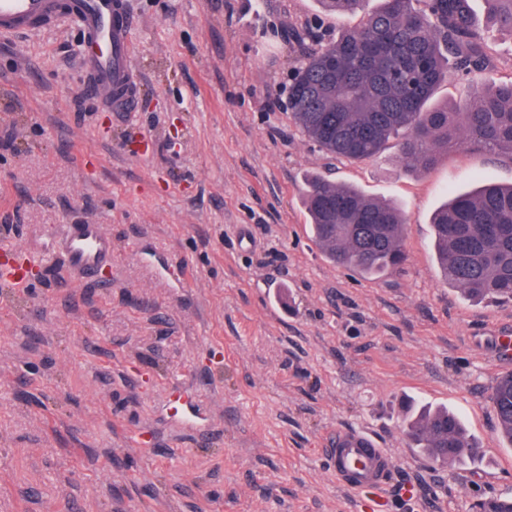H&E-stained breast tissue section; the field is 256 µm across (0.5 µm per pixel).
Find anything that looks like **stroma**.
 I'll use <instances>...</instances> for the list:
<instances>
[{
  "label": "stroma",
  "instance_id": "obj_1",
  "mask_svg": "<svg viewBox=\"0 0 512 512\" xmlns=\"http://www.w3.org/2000/svg\"><path fill=\"white\" fill-rule=\"evenodd\" d=\"M134 112L85 98L81 34L0 40V245L92 220L115 242L112 281L63 266L0 288V512H365L325 457L336 430H369L395 458L384 512H470L512 496V447L489 392L512 371V304L446 284L430 216L453 191L512 180L472 147L427 169L397 144L328 160L295 128L289 32L317 0H128ZM492 69L512 78V33ZM393 203L402 271L376 280L313 242L309 174ZM445 405L482 456L442 469L409 447L403 404Z\"/></svg>",
  "mask_w": 512,
  "mask_h": 512
}]
</instances>
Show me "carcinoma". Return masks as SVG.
<instances>
[{
  "mask_svg": "<svg viewBox=\"0 0 512 512\" xmlns=\"http://www.w3.org/2000/svg\"><path fill=\"white\" fill-rule=\"evenodd\" d=\"M325 16L356 12L365 0H319ZM487 18L512 32V0H485ZM336 59L324 90L326 58ZM493 65L471 0H383L362 24L316 46L294 68L292 119L300 133L330 158L359 162L397 142L408 162L428 168L466 143L512 160V80L473 87L453 111L428 106L451 74L468 76ZM421 69L410 91L395 69ZM315 243L328 259L367 279L398 271L406 261L400 209L322 174L303 192ZM435 258L445 281L477 303L512 301V183H488L453 197L431 219ZM500 438L512 447V372L491 388ZM403 431L412 447L440 466L479 456L462 420L446 407L406 412ZM471 512H512V498L490 497Z\"/></svg>",
  "mask_w": 512,
  "mask_h": 512,
  "instance_id": "1",
  "label": "carcinoma"
}]
</instances>
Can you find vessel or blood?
Segmentation results:
<instances>
[{"instance_id":"b4317fda","label":"vessel or blood","mask_w":512,"mask_h":512,"mask_svg":"<svg viewBox=\"0 0 512 512\" xmlns=\"http://www.w3.org/2000/svg\"><path fill=\"white\" fill-rule=\"evenodd\" d=\"M76 24L82 34V56L88 93L111 111H132L137 83L131 62L134 21L126 0H0V40L37 34ZM112 235L104 225L77 222L67 225L51 246L30 253L42 268L64 264L74 282L91 280L112 264ZM330 470L344 487L367 493L374 508L385 507L384 490L394 465L388 449L360 428L337 430L326 450Z\"/></svg>"}]
</instances>
